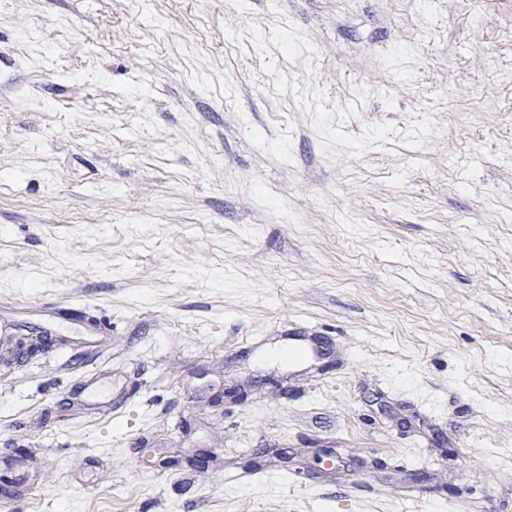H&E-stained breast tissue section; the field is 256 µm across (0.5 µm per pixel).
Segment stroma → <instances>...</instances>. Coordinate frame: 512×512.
Wrapping results in <instances>:
<instances>
[{
    "label": "stroma",
    "instance_id": "1",
    "mask_svg": "<svg viewBox=\"0 0 512 512\" xmlns=\"http://www.w3.org/2000/svg\"><path fill=\"white\" fill-rule=\"evenodd\" d=\"M462 507L512 512V0H0V512Z\"/></svg>",
    "mask_w": 512,
    "mask_h": 512
}]
</instances>
